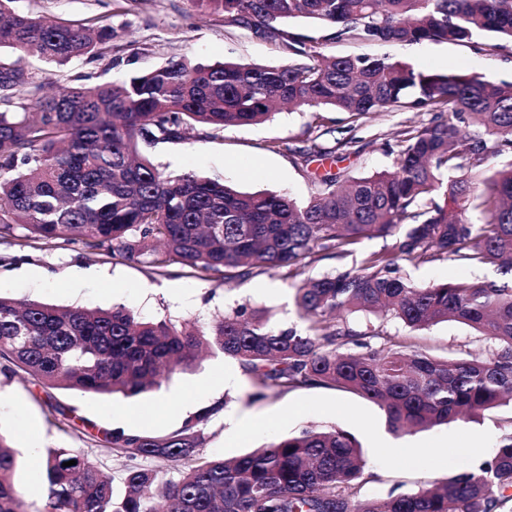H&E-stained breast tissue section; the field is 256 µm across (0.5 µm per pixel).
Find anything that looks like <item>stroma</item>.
<instances>
[{"label":"stroma","instance_id":"1","mask_svg":"<svg viewBox=\"0 0 512 512\" xmlns=\"http://www.w3.org/2000/svg\"><path fill=\"white\" fill-rule=\"evenodd\" d=\"M13 8L20 14L111 32L103 51L61 67L25 51L0 48V62L37 79L51 78L57 89L121 83L174 55L202 63L231 60L267 67L288 61L277 42L228 25L223 15L201 10L194 0H15ZM283 30L307 36L328 55L367 54L416 68L512 82V53L485 56L455 42L336 43L328 40L326 27L307 19L284 24ZM420 120V114L405 110L374 113L355 124L344 112L327 111L316 121L311 112L283 110L259 125L229 126L184 141L145 143L141 149L167 174L196 173L244 192L268 190L305 202L315 190V179L362 177L392 169L396 153L391 146L398 131ZM344 138L350 147L336 149L337 140ZM314 143L324 148V155L303 162L299 150ZM398 274L418 284L498 277L495 266L469 265L446 256L418 267L400 265ZM0 294L60 307L121 304L143 320L187 327L210 324L224 310L244 304L271 326H304L294 304V282L279 271L254 269L249 278L228 289L220 282L195 278L178 263L159 275L142 258L115 260L88 253L78 244L50 245L15 236L0 238ZM384 329L389 335L411 338L436 356L455 358L485 347L482 336L452 321L414 332L391 321ZM221 400L225 408L205 430L206 453L237 457L311 423L336 425L361 443L365 471L371 476L363 493L377 498L392 491L411 493L472 470L492 456L504 434L512 432V409L501 407L467 422L397 436L389 431L383 410L349 392L314 387L256 397L239 364L217 354L174 375L160 390L135 398L79 395L65 389L48 393L30 376L0 374V435L21 453L17 484L33 492L41 487L43 472L33 465L31 451L65 446L102 459L116 474L123 461L102 455L99 429L166 434L180 427L181 408L195 412ZM54 401L74 408L77 416L91 421V428L72 431L51 409ZM246 413L258 415V426L247 434L232 432L230 417Z\"/></svg>","mask_w":512,"mask_h":512}]
</instances>
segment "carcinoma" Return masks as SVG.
I'll return each mask as SVG.
<instances>
[{"instance_id": "obj_1", "label": "carcinoma", "mask_w": 512, "mask_h": 512, "mask_svg": "<svg viewBox=\"0 0 512 512\" xmlns=\"http://www.w3.org/2000/svg\"><path fill=\"white\" fill-rule=\"evenodd\" d=\"M0 0V48L63 64L93 52L103 30L19 14ZM233 25L281 41L280 67L181 56L115 85L46 90L0 65V236L21 229L48 244L82 245L115 259L172 263L231 286L254 268L301 277L321 251L353 255L363 239L389 249L356 271L301 278L295 304L308 322L275 328L242 304L206 327L137 319L125 306L60 308L0 296V373L42 387L138 397L201 352L236 360L264 397L310 387L378 404L389 430L412 434L512 404V82L417 69L386 57L326 55L281 25L306 18L354 44L466 42L493 56L512 43V0H195ZM492 32L495 41L478 38ZM33 113L14 112L15 101ZM288 105L331 108L358 122L396 108L433 117L400 131L396 164L363 177H323L305 203L241 192L223 181L163 175L138 143L261 124ZM442 196L441 205L434 197ZM476 213L474 223L470 214ZM452 256L491 264L498 281L418 285L397 275ZM368 313L413 331L463 323L485 337L471 358L433 356L355 327ZM216 402L163 435L102 429L117 477L70 448L43 454L38 496L14 482L19 453L0 439V512H512V433L477 470L416 492L365 498L360 445L348 431L311 424L232 459L204 453ZM70 460L72 466H63ZM170 463L174 475L151 465Z\"/></svg>"}]
</instances>
